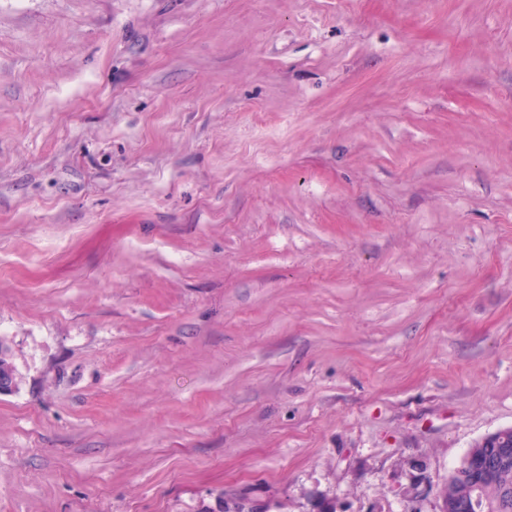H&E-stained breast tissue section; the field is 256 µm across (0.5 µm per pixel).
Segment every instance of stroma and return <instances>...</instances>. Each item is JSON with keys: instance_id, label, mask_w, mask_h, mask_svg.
I'll return each instance as SVG.
<instances>
[{"instance_id": "35a3bbf8", "label": "stroma", "mask_w": 512, "mask_h": 512, "mask_svg": "<svg viewBox=\"0 0 512 512\" xmlns=\"http://www.w3.org/2000/svg\"><path fill=\"white\" fill-rule=\"evenodd\" d=\"M0 512H439L512 427V0H0Z\"/></svg>"}]
</instances>
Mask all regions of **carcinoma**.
I'll list each match as a JSON object with an SVG mask.
<instances>
[{
    "label": "carcinoma",
    "mask_w": 512,
    "mask_h": 512,
    "mask_svg": "<svg viewBox=\"0 0 512 512\" xmlns=\"http://www.w3.org/2000/svg\"><path fill=\"white\" fill-rule=\"evenodd\" d=\"M476 498L482 505L478 512H512V456L479 481L469 477L448 480L446 501L464 504Z\"/></svg>",
    "instance_id": "cac0c4a2"
}]
</instances>
